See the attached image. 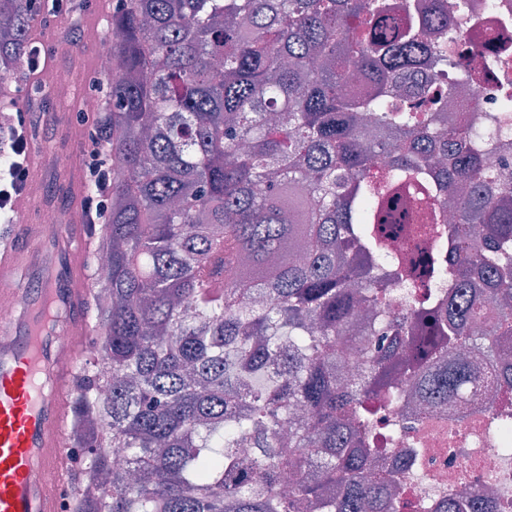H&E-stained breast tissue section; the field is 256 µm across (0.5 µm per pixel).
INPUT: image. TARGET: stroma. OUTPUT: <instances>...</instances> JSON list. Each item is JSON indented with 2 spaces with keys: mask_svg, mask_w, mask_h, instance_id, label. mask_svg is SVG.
I'll list each match as a JSON object with an SVG mask.
<instances>
[{
  "mask_svg": "<svg viewBox=\"0 0 512 512\" xmlns=\"http://www.w3.org/2000/svg\"><path fill=\"white\" fill-rule=\"evenodd\" d=\"M94 0H74L67 15L55 20L44 15V22L53 23L48 40L41 47V71H66L72 76L73 93L58 101L47 90L27 91L25 78H11L15 95L6 111L11 124L30 126L40 137L45 150L56 152L53 165L46 169L41 192L45 200L58 210L69 207L65 189L66 153L71 140L92 132L91 119L83 112L85 95L103 96L107 81L97 63L109 51L112 41L111 17H97Z\"/></svg>",
  "mask_w": 512,
  "mask_h": 512,
  "instance_id": "obj_1",
  "label": "stroma"
}]
</instances>
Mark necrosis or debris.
<instances>
[{"instance_id":"4bbe7bcc","label":"necrosis or debris","mask_w":512,"mask_h":512,"mask_svg":"<svg viewBox=\"0 0 512 512\" xmlns=\"http://www.w3.org/2000/svg\"><path fill=\"white\" fill-rule=\"evenodd\" d=\"M433 2L439 12L446 15L457 14L461 6H469L474 20L459 30L461 40L480 41L484 29L493 28L499 32L493 51L512 56V0H494L496 8L490 17L480 10L481 0ZM484 65V55L477 53L449 66L443 78L447 84L463 82L470 72L483 75L476 92L456 99L454 117L473 110L495 111L500 86L504 80L512 81V70L488 71ZM396 418L400 422L399 450L415 454L400 512H420L422 503L436 505L446 501L453 481L460 477L473 486L495 480L512 494V428L495 429L491 412L474 413L458 423L451 422L444 409H431L416 417L401 410Z\"/></svg>"}]
</instances>
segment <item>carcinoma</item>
Masks as SVG:
<instances>
[{"mask_svg":"<svg viewBox=\"0 0 512 512\" xmlns=\"http://www.w3.org/2000/svg\"><path fill=\"white\" fill-rule=\"evenodd\" d=\"M47 5L0 0L1 80ZM430 8L118 0L69 512H397L383 414L460 421L488 390L512 397V165L471 149L512 137V91L451 126L458 90L428 77L413 102L406 73L463 52L449 16L423 44ZM355 70L372 90L347 96ZM502 499L493 483L433 512Z\"/></svg>","mask_w":512,"mask_h":512,"instance_id":"obj_1","label":"carcinoma"}]
</instances>
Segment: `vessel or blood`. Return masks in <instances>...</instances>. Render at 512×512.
I'll return each mask as SVG.
<instances>
[{
  "instance_id": "vessel-or-blood-1",
  "label": "vessel or blood",
  "mask_w": 512,
  "mask_h": 512,
  "mask_svg": "<svg viewBox=\"0 0 512 512\" xmlns=\"http://www.w3.org/2000/svg\"><path fill=\"white\" fill-rule=\"evenodd\" d=\"M45 164L32 142L13 224L0 231V285L16 305L0 321V512H66L73 459L64 421L79 356L90 346V229L38 223Z\"/></svg>"
}]
</instances>
